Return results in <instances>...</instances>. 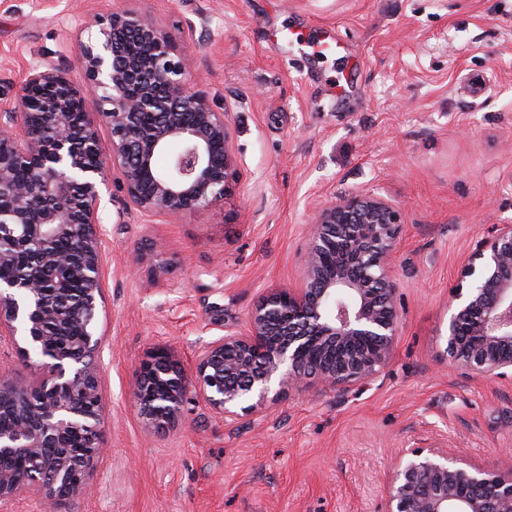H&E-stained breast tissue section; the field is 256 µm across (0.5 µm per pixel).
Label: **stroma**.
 Listing matches in <instances>:
<instances>
[{
    "instance_id": "stroma-1",
    "label": "stroma",
    "mask_w": 512,
    "mask_h": 512,
    "mask_svg": "<svg viewBox=\"0 0 512 512\" xmlns=\"http://www.w3.org/2000/svg\"><path fill=\"white\" fill-rule=\"evenodd\" d=\"M115 8L189 53L194 88L229 109L240 178L149 217L105 166L102 455L56 512H384L405 449L479 466L512 449V379L445 352L455 289L512 224V0H0V81L35 63L80 78L81 23ZM362 191L402 213L381 372L232 422L193 398L174 430L147 428L130 397L141 361L164 349L187 369L244 330L265 290L297 283L311 213Z\"/></svg>"
}]
</instances>
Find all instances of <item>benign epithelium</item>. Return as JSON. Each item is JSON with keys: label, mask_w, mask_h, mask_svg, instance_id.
<instances>
[{"label": "benign epithelium", "mask_w": 512, "mask_h": 512, "mask_svg": "<svg viewBox=\"0 0 512 512\" xmlns=\"http://www.w3.org/2000/svg\"><path fill=\"white\" fill-rule=\"evenodd\" d=\"M96 37L80 43L88 88L61 68L33 64L17 84H0V268L36 243L38 264L0 279V342L37 351L41 376L29 383L0 375V403L22 417L0 430V458L38 466L0 469V507L34 496L43 512L87 489L100 455L103 390L94 322L102 294V170L121 171L130 203L152 215L197 211L239 177L228 109L214 108L188 82L190 56L153 23L124 9L92 15ZM110 132L103 146L99 130ZM182 145L168 169L153 158ZM399 209L372 193H345L308 225L298 283L271 289L247 330L205 344L190 372L164 350L139 365L132 399L147 425L173 428L189 393L228 421L261 411L285 390L314 384L347 391L388 362L397 330L394 275ZM70 242L73 263L56 249ZM471 281L455 290L446 352L467 373L504 378L512 371V224H498L474 256ZM86 283L73 297L71 283ZM80 325L83 338L63 353L58 340ZM86 437L78 452L68 442ZM386 512H512V459L473 465L442 448H409L386 484Z\"/></svg>", "instance_id": "1"}]
</instances>
